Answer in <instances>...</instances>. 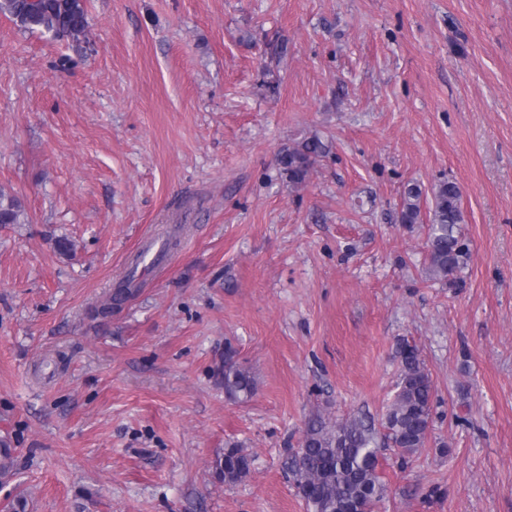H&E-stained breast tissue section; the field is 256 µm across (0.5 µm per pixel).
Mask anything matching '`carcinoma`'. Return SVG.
Instances as JSON below:
<instances>
[{
  "instance_id": "1",
  "label": "carcinoma",
  "mask_w": 512,
  "mask_h": 512,
  "mask_svg": "<svg viewBox=\"0 0 512 512\" xmlns=\"http://www.w3.org/2000/svg\"><path fill=\"white\" fill-rule=\"evenodd\" d=\"M0 12L15 18L21 26L40 30L56 38L80 40L87 27L84 0H0ZM326 152L318 139L285 149L279 164L289 182L299 185ZM422 190L417 184L404 187L400 205V222L420 223ZM460 188L444 181L433 190L430 223L427 232L428 262L424 269L430 280L446 281L460 268L464 247L455 233L462 223L459 207ZM23 214L15 196L0 190V224H18ZM134 274L110 293L102 313L112 312L136 294ZM400 369L396 393L387 408L383 427L387 446L397 450L401 463L424 447L430 427L436 387L415 345L403 343L398 350ZM256 389L252 373L233 358L224 360V393L234 401L251 397ZM379 433L371 422L349 417L333 419L316 415L304 430L299 452L292 458L289 473L300 497L310 512H374L386 496L387 488L377 471ZM250 456L243 447L231 443L216 459L217 476L228 482L242 480L250 470Z\"/></svg>"
}]
</instances>
